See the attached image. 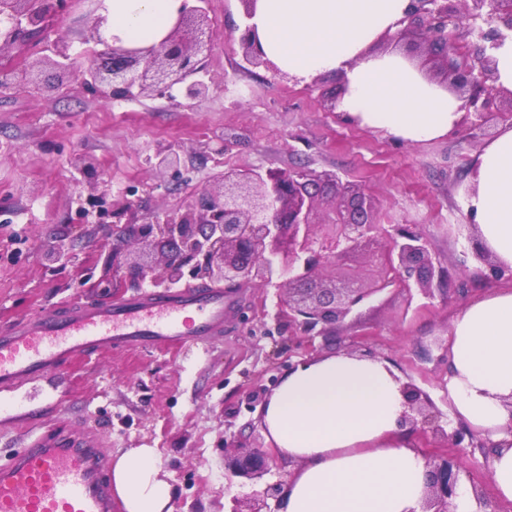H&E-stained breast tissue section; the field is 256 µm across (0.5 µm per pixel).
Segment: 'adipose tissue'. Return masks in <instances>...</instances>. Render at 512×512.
<instances>
[{
    "instance_id": "1",
    "label": "adipose tissue",
    "mask_w": 512,
    "mask_h": 512,
    "mask_svg": "<svg viewBox=\"0 0 512 512\" xmlns=\"http://www.w3.org/2000/svg\"><path fill=\"white\" fill-rule=\"evenodd\" d=\"M181 0H107L104 37L159 42ZM409 0H257L250 20L266 56L301 80L341 79L342 112L410 143L447 135L463 102L395 50ZM466 208L486 250L512 269V125L478 153ZM448 411L491 444V498L512 503V287L468 301L448 327ZM402 383L388 362L339 352L297 364L262 408L272 449L296 469L279 512H422L426 458L401 425ZM125 512H171L153 448L112 463Z\"/></svg>"
}]
</instances>
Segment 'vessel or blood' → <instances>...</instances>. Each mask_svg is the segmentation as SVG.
Masks as SVG:
<instances>
[{
	"label": "vessel or blood",
	"instance_id": "1",
	"mask_svg": "<svg viewBox=\"0 0 512 512\" xmlns=\"http://www.w3.org/2000/svg\"><path fill=\"white\" fill-rule=\"evenodd\" d=\"M220 287L146 290L117 302H78L0 332V410L13 393L79 353L163 347L224 332ZM110 458L93 429L37 436L0 460V512H113Z\"/></svg>",
	"mask_w": 512,
	"mask_h": 512
}]
</instances>
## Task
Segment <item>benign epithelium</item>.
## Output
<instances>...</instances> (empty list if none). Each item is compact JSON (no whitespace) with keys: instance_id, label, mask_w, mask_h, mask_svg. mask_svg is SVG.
I'll return each mask as SVG.
<instances>
[{"instance_id":"benign-epithelium-1","label":"benign epithelium","mask_w":512,"mask_h":512,"mask_svg":"<svg viewBox=\"0 0 512 512\" xmlns=\"http://www.w3.org/2000/svg\"><path fill=\"white\" fill-rule=\"evenodd\" d=\"M207 2L182 6L160 42L124 46L102 37L107 18L98 14L100 0H95L90 33L80 38L84 48L74 54L72 39L54 29L66 0H0V58L23 34L44 37L50 52L22 73L1 67L0 90L31 81L55 90L60 83L41 79L42 67L51 66L60 72L59 80L77 72L87 85L108 86L113 99L146 93L171 98L176 90L186 99L199 100L208 90L205 61L216 40ZM461 11L492 29L459 30L456 18ZM403 23L393 37L410 40L413 51L424 53L440 80L464 94V108L473 110L476 119L505 94L512 102V91L490 84L492 57L484 48L470 57L467 42L475 35L494 45L512 35V0H410ZM240 44L246 63H269L253 26H244ZM324 197L332 207L324 222L314 223V203ZM112 235V276L100 279L97 287L117 291L146 283L176 285L189 274L234 289L257 279L284 292L279 313L288 314V324L305 333L316 330L324 335L340 327L358 306L390 287L408 294L417 287L429 294L447 286V275L434 265L422 232L408 225L384 229L373 221V204L364 193L336 175L319 176L303 169L284 173L273 168H228L221 190L207 195L201 210H169L144 224H114ZM361 249L371 252L377 267L375 285L367 287L346 274L323 279L327 265L339 264ZM401 391L403 423L420 422L423 430L461 447L464 433L440 424L430 411L427 394L412 383L403 384ZM277 461L274 453L252 448L243 460L233 462L232 469L259 478ZM459 469L456 458L433 460L423 512H450L458 494ZM284 487L282 482L269 484L262 497L250 503L236 498L230 512H265L267 499L280 498Z\"/></svg>"}]
</instances>
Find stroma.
I'll return each mask as SVG.
<instances>
[{"instance_id":"stroma-1","label":"stroma","mask_w":512,"mask_h":512,"mask_svg":"<svg viewBox=\"0 0 512 512\" xmlns=\"http://www.w3.org/2000/svg\"><path fill=\"white\" fill-rule=\"evenodd\" d=\"M209 6L218 37L202 100L115 101L72 78L54 91L0 93V327L68 302L110 301L96 283L112 256V225L83 223L91 196H104L121 223L140 224L196 203L228 167L339 174L371 197L377 223L417 226L452 286L384 292L324 337L290 327L277 315L275 288L255 283L238 290L217 339L75 356L17 388L23 411L0 413V459L42 428H96L113 455L156 449L173 512H230L232 497L288 481L285 461L252 480L224 461L242 447H267L261 408L300 360L340 351L387 360L447 415L449 322L473 296L512 286V270L493 272L476 258L465 208L471 162L512 122L507 104L481 123L466 114L448 135L410 144L347 118L335 79L303 82L246 64L241 0ZM168 148L179 169L150 167ZM54 237L70 251L65 263L43 258Z\"/></svg>"}]
</instances>
